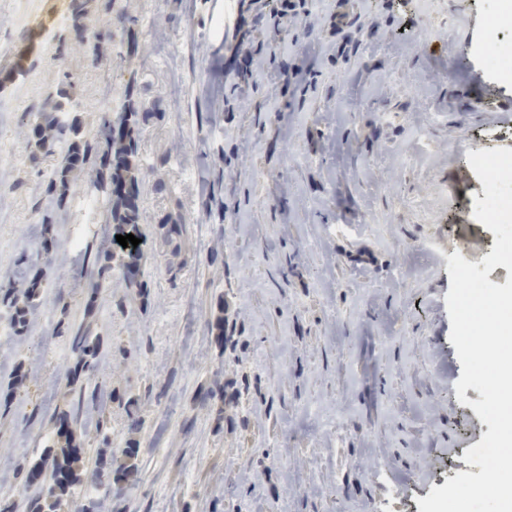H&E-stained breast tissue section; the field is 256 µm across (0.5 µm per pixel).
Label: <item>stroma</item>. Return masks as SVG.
Instances as JSON below:
<instances>
[{
    "instance_id": "stroma-1",
    "label": "stroma",
    "mask_w": 512,
    "mask_h": 512,
    "mask_svg": "<svg viewBox=\"0 0 512 512\" xmlns=\"http://www.w3.org/2000/svg\"><path fill=\"white\" fill-rule=\"evenodd\" d=\"M488 0H0V285L39 277L38 324L0 336V499L36 512L28 466L68 414L110 512H420L489 427L455 388L447 256L481 263L468 152L512 149V80L479 52ZM98 64H91L92 56ZM74 81L84 139L137 87L141 288L93 285L112 223L93 187L32 159L31 114ZM172 214L181 231L160 222ZM50 253H43L45 238ZM434 252L419 250L421 241ZM223 330H216V321ZM98 342L80 358L78 338ZM95 392L92 406L78 402ZM132 466L90 481L99 452ZM93 0H72L70 6V14L67 17L65 28L76 37H83L84 27L83 20L90 11V4Z\"/></svg>"
}]
</instances>
